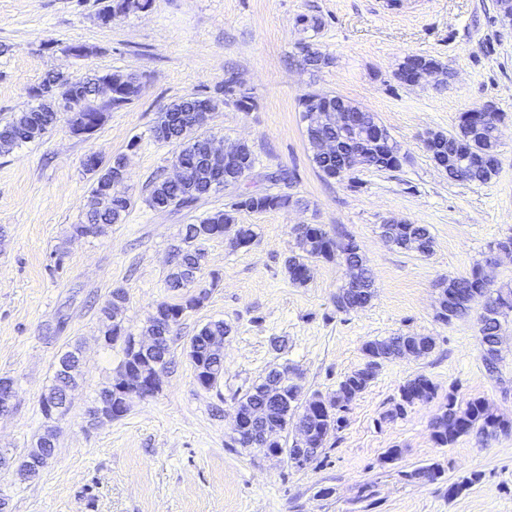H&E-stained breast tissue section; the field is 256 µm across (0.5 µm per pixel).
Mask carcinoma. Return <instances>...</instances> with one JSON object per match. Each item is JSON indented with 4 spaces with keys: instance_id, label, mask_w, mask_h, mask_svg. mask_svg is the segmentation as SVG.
Returning a JSON list of instances; mask_svg holds the SVG:
<instances>
[{
    "instance_id": "cac0c4a2",
    "label": "carcinoma",
    "mask_w": 512,
    "mask_h": 512,
    "mask_svg": "<svg viewBox=\"0 0 512 512\" xmlns=\"http://www.w3.org/2000/svg\"><path fill=\"white\" fill-rule=\"evenodd\" d=\"M152 0H110L103 18L110 20L116 16H128L149 9ZM139 84L132 76L103 73L73 81L69 78L59 82L55 73H49L38 86L29 90L30 97L37 101L26 111L15 115L0 125V153L5 154L27 143L41 139L57 123L60 114L69 110V104L82 105L93 123L98 127L105 119V111L118 108L136 97ZM207 101L212 107H218L216 99L209 96L189 95L172 103L167 110L158 113L153 121L152 134L159 142H177L180 151L175 160L192 167L193 173L188 179L174 183L168 179L154 182L147 198L148 206L156 211H165L171 207L190 208L201 198L209 195V173L214 168L204 142L207 134L194 128L183 130L170 125L169 113L193 112L199 102ZM336 105V95L328 93L308 94L301 100L303 111L312 108L322 109L327 105ZM448 150L456 147L467 149L465 155L495 154L500 152L501 141L495 128L481 124V120L461 117L458 130L448 133ZM87 171L94 174L91 199L87 205L85 220L74 225V233L85 238L97 237L104 233L107 226L122 222L131 206V198L123 188L125 155L118 154L104 164L100 159L85 163ZM292 196L288 193H239L228 208L218 210L197 224H187L182 237L183 246L175 254V261L167 278V286L173 291L185 288L193 289L177 302L162 301L157 304L148 318L147 332L161 335V331L171 333L179 325L187 312L199 308L207 299L209 291L197 288L199 274L204 259L200 243L206 240L231 236L235 247L249 246L255 238L251 225L235 223L234 213L240 210L253 212L275 211L288 207ZM392 230L390 244L406 251L427 254L432 248V237L425 224H383L381 234ZM336 258L351 267L357 279V305L367 306L374 296V280L366 265L359 247L347 233H331L325 228L312 224L301 237L295 238L294 250L284 261L289 278L303 285L310 280L312 264L319 260L332 261ZM493 273L481 263L473 266L467 276L453 277L442 283L441 298L448 301V294L455 296L453 307L443 308L438 318L449 322L466 315L473 305V299L492 293ZM126 293H111V298L101 308L102 336L106 346L113 345L112 337L128 338L132 336L122 317ZM495 303L498 305L497 317L480 316V344L486 371L493 375L499 369V354L495 347V337L501 325V318L512 311V291H497ZM230 332L223 321L205 324L190 338L189 357L192 362L195 381L198 386L209 391L215 388L224 377V347L220 339ZM435 343L430 336L401 334L382 339H373L363 344L367 358L365 365L345 376L336 389V395L324 396L313 393L306 396L296 385L289 370H272L247 391L237 403L236 412L248 416L263 412V420L254 423L247 430L232 436L234 445L240 448H266L268 454L278 457L284 455L289 462L303 469L318 461L327 441L341 429L342 412L348 403L358 397L375 379L381 363L396 358L421 357L430 354ZM123 358L117 371V380L127 382L129 389L123 393L111 394L109 387L102 388L96 401L110 400L112 406L123 407L128 411L133 398H142L144 391L134 387L135 379L129 373L136 370H149L156 363L170 365V340H162L159 347L148 355L132 351L129 344L122 345ZM82 354L81 346L68 347L58 358L53 383L44 398L57 401L63 409H68L70 392L77 386V379L64 376L67 362ZM437 397V389L427 376L420 374L407 380L400 387V399L388 411L387 417L395 419L405 415L407 408L417 403H429ZM298 422L303 423L310 436V447L318 452L301 460L295 457L288 447L286 433L288 428ZM431 436L435 444L445 448L454 444L460 437L474 434L483 440L495 438L501 434L512 433V419L497 414L484 399L459 400L455 390L441 402L437 413L431 419ZM56 434L51 428L41 435L34 450V466L43 467L47 458L55 450ZM444 471L433 463L404 473L408 480L435 482L443 477Z\"/></svg>"
}]
</instances>
